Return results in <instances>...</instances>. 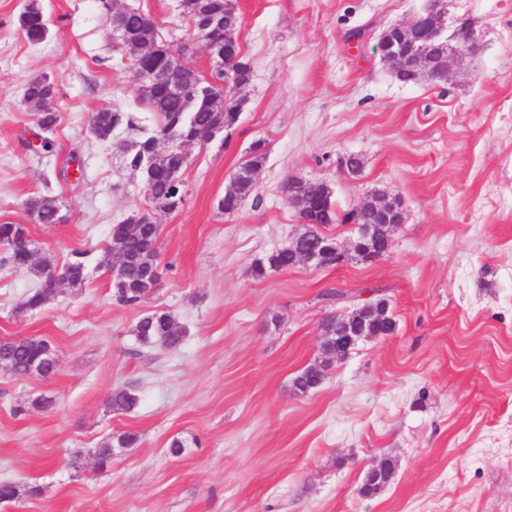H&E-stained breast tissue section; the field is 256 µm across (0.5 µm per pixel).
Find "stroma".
<instances>
[{
  "instance_id": "1",
  "label": "stroma",
  "mask_w": 512,
  "mask_h": 512,
  "mask_svg": "<svg viewBox=\"0 0 512 512\" xmlns=\"http://www.w3.org/2000/svg\"><path fill=\"white\" fill-rule=\"evenodd\" d=\"M27 3L0 0V224L27 225L56 266L82 253L86 281L24 314L39 280L0 263V341L47 339L59 363L48 378L0 370V483L41 488L0 512H512V0H450L444 34L468 28L474 48L438 84L396 81L374 50L432 0H234L251 82L230 137L188 147L174 212L154 208L125 166L123 144L155 132L159 116L130 91L109 11L38 0L49 34L32 45L19 26ZM181 3L118 0L210 75ZM42 76L60 121L36 154L22 95ZM103 108L134 128L100 141ZM258 141V196L224 214V190ZM352 154L356 175L342 166ZM77 166L81 180L66 181ZM291 176L326 182L340 215L399 196L406 219L388 253L257 276L305 229L281 193ZM38 195L56 200L59 223L27 211ZM138 209L160 226V279L127 306L104 264L112 225ZM370 294L388 302L394 332L360 340L297 392L294 378L324 357V320ZM156 311L184 327L178 346L138 340ZM116 389L136 395L131 411L109 407ZM43 397L51 406L34 407ZM124 433L136 445L98 463L102 442ZM385 458L392 480L364 494Z\"/></svg>"
}]
</instances>
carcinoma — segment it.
Masks as SVG:
<instances>
[{"mask_svg": "<svg viewBox=\"0 0 512 512\" xmlns=\"http://www.w3.org/2000/svg\"><path fill=\"white\" fill-rule=\"evenodd\" d=\"M229 0H183L184 14L189 25L195 29L207 25L213 16H224L225 9L230 7ZM124 27L138 37V42L124 46L126 55L133 63V68L139 76H148L152 81L144 85H135L137 97L150 104L152 109L161 117L158 133L143 136L140 142L152 155L153 181L147 190L149 200L154 207L163 211L173 212L184 203L183 187L170 183L167 170L173 165L185 166L187 157L172 154L158 142V134L170 129L175 130L184 141H191L199 134L215 128L231 129L239 120L236 99L229 98L227 102L213 104V99H191L187 94H173L167 91L166 81L177 79L184 84L197 81V75L185 74L170 54L166 43L161 41L157 26L153 20L144 14L128 10L122 17ZM20 28L24 38L31 44L41 43L47 36L48 26L45 16L37 0H30L20 17ZM55 90L47 77H40L27 83L24 91V101L29 111L33 112L37 127L45 132L55 128L58 113L53 107ZM134 128V119L126 112L104 108L95 113L92 130L96 138L107 140L112 131L121 126ZM267 151L264 144L257 142L250 148V155L244 164L258 170L266 159ZM254 183L234 182L225 190L219 208L233 214L252 195L256 194ZM26 207L35 214L40 224H55L59 221V207L56 200L49 197H38L26 202ZM141 212L135 211L132 216L138 218L135 223L121 222L112 225L107 252L124 258L121 272L112 279L113 295L128 305L141 302L144 299L143 275L156 258L149 251L150 245L157 242L160 227L147 223L139 218ZM373 211L369 203H364L359 210H352L343 217L332 214L331 223L363 224L372 220ZM326 224H308L303 232L302 245L309 249H320L325 245L326 236L322 228ZM291 257L280 251H273L256 267V274L262 276L269 271L288 266ZM34 273L40 279V287L31 293L24 302L23 308L35 310L43 306L49 299L48 293L54 287L77 289L85 282V265L75 259L61 270H56L48 257L40 260ZM185 335L184 328L167 312L158 311L146 317L138 324V336L143 344L161 342L167 346H177ZM51 348L46 339L18 337L0 342V359L6 360L12 367L14 375L24 376L27 366L40 354ZM324 375L321 373L302 372L294 378V387L305 393L317 387ZM114 411H129L137 404V397L125 389H116L109 400ZM392 477L387 471L381 475H366L363 490L367 494L376 493ZM22 494L35 496L39 487L28 486L24 489L12 483H0V502H10Z\"/></svg>", "mask_w": 512, "mask_h": 512, "instance_id": "obj_1", "label": "carcinoma"}]
</instances>
